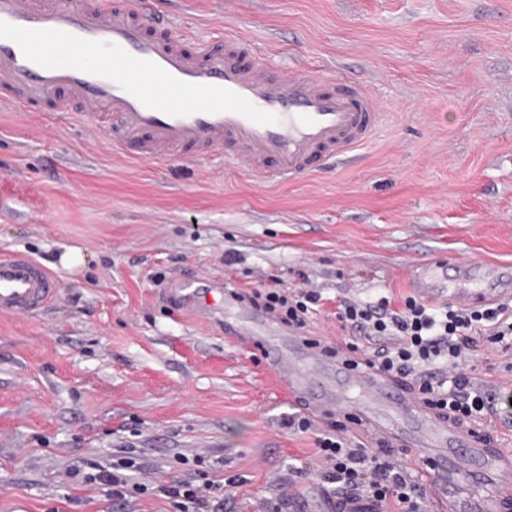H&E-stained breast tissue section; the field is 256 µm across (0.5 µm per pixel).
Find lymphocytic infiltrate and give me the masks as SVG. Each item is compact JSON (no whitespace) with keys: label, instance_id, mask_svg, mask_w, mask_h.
I'll return each instance as SVG.
<instances>
[{"label":"lymphocytic infiltrate","instance_id":"1","mask_svg":"<svg viewBox=\"0 0 512 512\" xmlns=\"http://www.w3.org/2000/svg\"><path fill=\"white\" fill-rule=\"evenodd\" d=\"M250 299L262 301L282 322L305 328L322 311L319 290L301 287L254 290ZM335 316L344 330L342 341L353 364L378 369L407 386L421 405L442 421L454 422L469 433L494 427L501 384L479 377L475 357L481 341L512 350V305L489 307L437 305L409 295L402 302L383 295L372 301L337 299ZM345 425L318 434L316 454L321 477L337 490L385 504L387 512H424L419 471L397 449L377 448L353 441ZM214 481H156L160 496L177 512H222L211 493Z\"/></svg>","mask_w":512,"mask_h":512}]
</instances>
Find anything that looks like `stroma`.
<instances>
[{
    "mask_svg": "<svg viewBox=\"0 0 512 512\" xmlns=\"http://www.w3.org/2000/svg\"><path fill=\"white\" fill-rule=\"evenodd\" d=\"M127 6L190 53L236 32L260 61L343 75L386 117L351 162L271 185L221 149L132 163L93 120L0 107V253L57 282L38 311L0 313V512H175L68 475L128 454L174 482L197 481L192 457L216 461L224 512H264L296 466L315 512V436L284 423L302 400L167 285L294 290L307 275L328 299L309 335L330 345L335 298H401L430 260L512 265V0ZM75 248L83 263L64 266Z\"/></svg>",
    "mask_w": 512,
    "mask_h": 512,
    "instance_id": "obj_1",
    "label": "stroma"
}]
</instances>
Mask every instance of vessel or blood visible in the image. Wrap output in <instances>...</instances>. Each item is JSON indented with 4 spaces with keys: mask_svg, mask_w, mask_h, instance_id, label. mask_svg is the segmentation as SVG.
Wrapping results in <instances>:
<instances>
[{
    "mask_svg": "<svg viewBox=\"0 0 512 512\" xmlns=\"http://www.w3.org/2000/svg\"><path fill=\"white\" fill-rule=\"evenodd\" d=\"M91 118L113 152L134 159L200 157L221 148L264 182L315 170L367 144L383 114L361 85L306 67L281 71L253 61L243 39L225 36L185 54L169 36H148L145 21L116 0H0V102L31 111ZM439 261L421 264L413 286L435 292ZM56 283L22 254L0 257V312L46 305ZM182 307L215 314L236 306L221 288L173 281ZM461 307L495 302V294L459 289L439 294ZM228 331L258 346L293 397L316 412L351 417L387 438L420 448L427 492L449 512H496L498 493L512 488V451L489 448L463 429L437 421L412 394L383 373L350 364L299 336H281L271 321L232 324ZM357 397H350L349 389ZM324 512H378L352 496H326Z\"/></svg>",
    "mask_w": 512,
    "mask_h": 512,
    "instance_id": "obj_1",
    "label": "vessel or blood"
}]
</instances>
